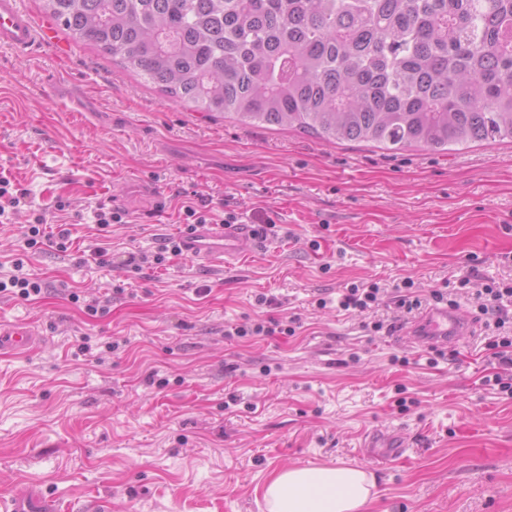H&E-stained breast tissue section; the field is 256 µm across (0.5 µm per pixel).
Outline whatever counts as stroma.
<instances>
[{"instance_id": "35a3bbf8", "label": "stroma", "mask_w": 512, "mask_h": 512, "mask_svg": "<svg viewBox=\"0 0 512 512\" xmlns=\"http://www.w3.org/2000/svg\"><path fill=\"white\" fill-rule=\"evenodd\" d=\"M67 48L65 62L0 50V171L32 201L0 223V272L23 259L44 288L0 294V321L43 337L0 355V512L23 491L66 512H267L277 472L341 464L376 477L364 512H512V396L487 384L489 335L433 365L402 327L373 330L396 309L334 304L360 282L409 277L425 296L470 274L511 280L512 143H326L194 111L91 46ZM117 196L127 221L100 231L93 212ZM203 201L214 220L267 225L264 244L226 267L123 266ZM41 210L68 225V251L26 247ZM268 317L299 326L224 335ZM370 430L398 432L408 456L364 455Z\"/></svg>"}]
</instances>
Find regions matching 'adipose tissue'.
<instances>
[{
  "label": "adipose tissue",
  "mask_w": 512,
  "mask_h": 512,
  "mask_svg": "<svg viewBox=\"0 0 512 512\" xmlns=\"http://www.w3.org/2000/svg\"><path fill=\"white\" fill-rule=\"evenodd\" d=\"M374 486L359 467H291L269 481L264 499L268 512H360Z\"/></svg>",
  "instance_id": "1"
}]
</instances>
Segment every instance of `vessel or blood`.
Segmentation results:
<instances>
[{
  "mask_svg": "<svg viewBox=\"0 0 512 512\" xmlns=\"http://www.w3.org/2000/svg\"><path fill=\"white\" fill-rule=\"evenodd\" d=\"M0 48L17 56L38 49L55 53L60 50L54 24L36 19L26 8L24 0H0ZM259 238V230L247 224H204L183 237L181 249L187 256L229 265L246 255L249 249L255 248ZM472 326L470 316L444 305H436L422 313L411 326L409 335L414 341L430 347L468 335ZM40 340V333L29 323L0 324V350L24 353ZM364 445L368 448L380 447L384 459L388 461L401 459L407 452L405 443L393 436L382 442L369 436ZM11 512H60V508L53 499L22 493L15 497Z\"/></svg>",
  "mask_w": 512,
  "mask_h": 512,
  "instance_id": "obj_1",
  "label": "vessel or blood"
}]
</instances>
